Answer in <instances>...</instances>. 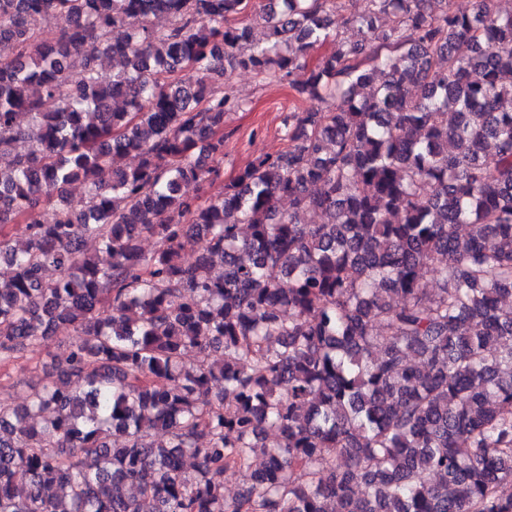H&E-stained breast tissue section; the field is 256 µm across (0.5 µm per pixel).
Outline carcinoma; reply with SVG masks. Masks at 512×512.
Instances as JSON below:
<instances>
[{
    "mask_svg": "<svg viewBox=\"0 0 512 512\" xmlns=\"http://www.w3.org/2000/svg\"><path fill=\"white\" fill-rule=\"evenodd\" d=\"M0 42V364L79 336L0 401V512H512L511 14L0 0ZM238 70L307 107L211 196Z\"/></svg>",
    "mask_w": 512,
    "mask_h": 512,
    "instance_id": "carcinoma-1",
    "label": "carcinoma"
}]
</instances>
